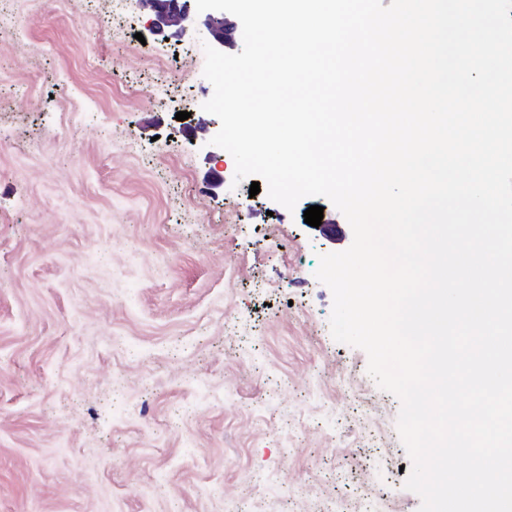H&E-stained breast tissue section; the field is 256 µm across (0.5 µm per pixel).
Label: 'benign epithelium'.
<instances>
[{"label": "benign epithelium", "instance_id": "benign-epithelium-1", "mask_svg": "<svg viewBox=\"0 0 512 512\" xmlns=\"http://www.w3.org/2000/svg\"><path fill=\"white\" fill-rule=\"evenodd\" d=\"M137 10L149 13V30L163 38H182L196 34L215 49L234 40L235 27L224 18V12L208 10L200 15L196 0H131Z\"/></svg>", "mask_w": 512, "mask_h": 512}]
</instances>
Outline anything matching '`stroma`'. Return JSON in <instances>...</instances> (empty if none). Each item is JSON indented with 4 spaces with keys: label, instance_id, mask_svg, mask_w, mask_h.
<instances>
[{
    "label": "stroma",
    "instance_id": "35a3bbf8",
    "mask_svg": "<svg viewBox=\"0 0 512 512\" xmlns=\"http://www.w3.org/2000/svg\"><path fill=\"white\" fill-rule=\"evenodd\" d=\"M203 66L128 0H0V512H418L315 276L352 229L213 193Z\"/></svg>",
    "mask_w": 512,
    "mask_h": 512
}]
</instances>
